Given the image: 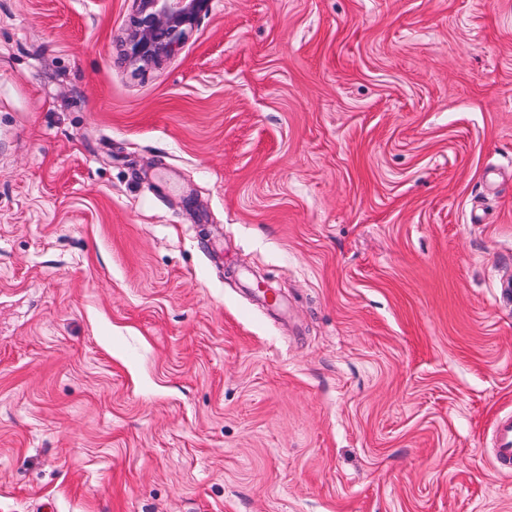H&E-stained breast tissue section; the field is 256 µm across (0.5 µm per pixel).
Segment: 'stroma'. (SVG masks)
<instances>
[{
    "mask_svg": "<svg viewBox=\"0 0 512 512\" xmlns=\"http://www.w3.org/2000/svg\"><path fill=\"white\" fill-rule=\"evenodd\" d=\"M132 22L0 0V512H512V0ZM132 29L126 57L132 62L158 63L178 49L188 28L207 13L210 0H133ZM491 459L502 472H512V413L500 415L492 428Z\"/></svg>",
    "mask_w": 512,
    "mask_h": 512,
    "instance_id": "stroma-1",
    "label": "stroma"
}]
</instances>
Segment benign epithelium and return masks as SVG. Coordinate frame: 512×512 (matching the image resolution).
<instances>
[{"instance_id":"benign-epithelium-1","label":"benign epithelium","mask_w":512,"mask_h":512,"mask_svg":"<svg viewBox=\"0 0 512 512\" xmlns=\"http://www.w3.org/2000/svg\"><path fill=\"white\" fill-rule=\"evenodd\" d=\"M209 4L210 0H133L126 57L132 62L158 63L171 56Z\"/></svg>"}]
</instances>
